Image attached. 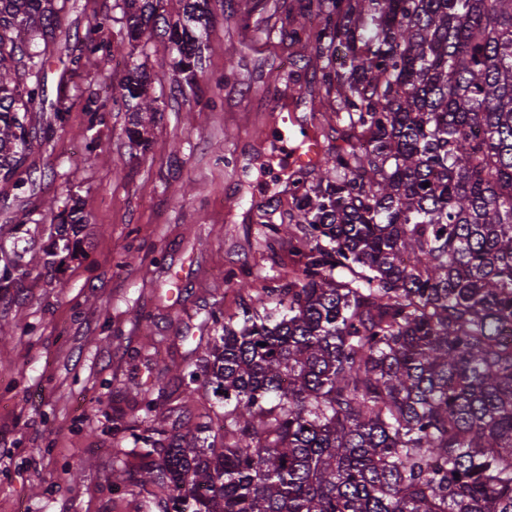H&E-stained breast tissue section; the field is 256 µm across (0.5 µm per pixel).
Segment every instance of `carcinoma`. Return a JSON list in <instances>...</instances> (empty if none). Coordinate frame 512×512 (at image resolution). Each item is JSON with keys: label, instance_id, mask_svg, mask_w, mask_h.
Instances as JSON below:
<instances>
[{"label": "carcinoma", "instance_id": "cac0c4a2", "mask_svg": "<svg viewBox=\"0 0 512 512\" xmlns=\"http://www.w3.org/2000/svg\"><path fill=\"white\" fill-rule=\"evenodd\" d=\"M212 0H115L125 34L93 55L173 54L174 89L199 88ZM67 0H0V198L31 178L34 109ZM311 44L336 123L364 147L296 178L294 279L197 343L180 402L144 401L147 512H512V0H309ZM132 65L90 125L158 111ZM430 186H424V183ZM50 243L0 257V295L52 268L86 223L66 194ZM219 432L183 420L208 393Z\"/></svg>", "mask_w": 512, "mask_h": 512}]
</instances>
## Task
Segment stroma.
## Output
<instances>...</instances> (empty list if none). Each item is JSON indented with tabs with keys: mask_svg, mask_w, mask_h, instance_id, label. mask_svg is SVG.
I'll list each match as a JSON object with an SVG mask.
<instances>
[{
	"mask_svg": "<svg viewBox=\"0 0 512 512\" xmlns=\"http://www.w3.org/2000/svg\"><path fill=\"white\" fill-rule=\"evenodd\" d=\"M114 0H70L36 105L51 128L29 161L36 190L0 208V224L41 223L34 236L0 237L6 251L48 242L44 203L70 187L87 222L81 255L23 280L0 298V319L22 316L23 333L0 341V512H145L132 485L142 460L128 434L146 395L177 392L178 368L199 338L221 335L208 313H241L247 293L225 280L244 270L252 288L294 278L288 244L268 250L266 223L284 224L291 187L283 166L296 127L336 145L321 84L323 61L290 44L288 15L307 0H224L205 42L196 95L173 90L170 55L151 53L146 152L132 149L126 112L91 125L89 98L119 80L123 60L82 54L94 17ZM286 92L284 104L271 93ZM65 96L64 124L53 121ZM290 110L293 124L283 123ZM96 140L93 157L85 145Z\"/></svg>",
	"mask_w": 512,
	"mask_h": 512,
	"instance_id": "obj_1",
	"label": "stroma"
}]
</instances>
